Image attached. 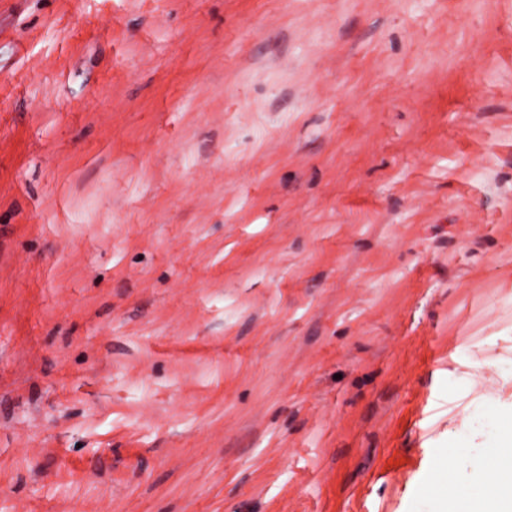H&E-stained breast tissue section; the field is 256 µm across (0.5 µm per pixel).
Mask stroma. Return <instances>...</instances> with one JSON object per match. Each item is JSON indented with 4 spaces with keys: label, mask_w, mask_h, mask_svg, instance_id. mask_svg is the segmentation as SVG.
Masks as SVG:
<instances>
[{
    "label": "stroma",
    "mask_w": 512,
    "mask_h": 512,
    "mask_svg": "<svg viewBox=\"0 0 512 512\" xmlns=\"http://www.w3.org/2000/svg\"><path fill=\"white\" fill-rule=\"evenodd\" d=\"M512 407V0H0V512H439Z\"/></svg>",
    "instance_id": "1"
}]
</instances>
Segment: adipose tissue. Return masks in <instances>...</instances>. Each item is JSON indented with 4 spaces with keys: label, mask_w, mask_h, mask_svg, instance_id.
I'll return each instance as SVG.
<instances>
[{
    "label": "adipose tissue",
    "mask_w": 512,
    "mask_h": 512,
    "mask_svg": "<svg viewBox=\"0 0 512 512\" xmlns=\"http://www.w3.org/2000/svg\"><path fill=\"white\" fill-rule=\"evenodd\" d=\"M501 420L502 436L477 463L488 482L476 497L448 494L450 512H512V412L502 414Z\"/></svg>",
    "instance_id": "adipose-tissue-1"
}]
</instances>
